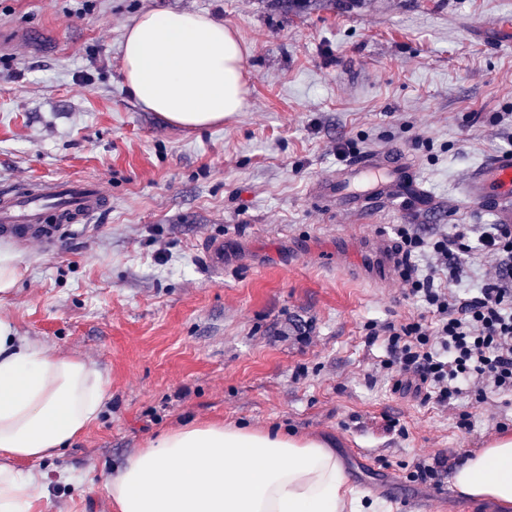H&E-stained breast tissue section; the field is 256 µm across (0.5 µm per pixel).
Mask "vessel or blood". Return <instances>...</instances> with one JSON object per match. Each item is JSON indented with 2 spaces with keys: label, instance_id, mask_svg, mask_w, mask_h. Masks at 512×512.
I'll return each mask as SVG.
<instances>
[{
  "label": "vessel or blood",
  "instance_id": "obj_1",
  "mask_svg": "<svg viewBox=\"0 0 512 512\" xmlns=\"http://www.w3.org/2000/svg\"><path fill=\"white\" fill-rule=\"evenodd\" d=\"M412 162L403 154L366 155L350 161L322 185L324 199L362 213L377 202H392L411 179ZM467 199L512 217V151L496 154L473 170L465 185ZM112 195L98 183L44 180L19 192L0 187V235L23 242L39 235L55 241L66 224H87L110 206Z\"/></svg>",
  "mask_w": 512,
  "mask_h": 512
}]
</instances>
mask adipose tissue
Returning a JSON list of instances; mask_svg holds the SVG:
<instances>
[{
    "mask_svg": "<svg viewBox=\"0 0 512 512\" xmlns=\"http://www.w3.org/2000/svg\"><path fill=\"white\" fill-rule=\"evenodd\" d=\"M244 57L209 15L147 11L126 31L122 72L144 109L204 128L241 111ZM107 396L86 362L22 340L0 320V512H34L45 490L22 463L68 446ZM450 480L512 512V433L467 456ZM105 487L115 512H367L328 442L219 422L147 440Z\"/></svg>",
    "mask_w": 512,
    "mask_h": 512,
    "instance_id": "adipose-tissue-1",
    "label": "adipose tissue"
}]
</instances>
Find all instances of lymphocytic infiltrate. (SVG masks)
<instances>
[{"label": "lymphocytic infiltrate", "mask_w": 512, "mask_h": 512, "mask_svg": "<svg viewBox=\"0 0 512 512\" xmlns=\"http://www.w3.org/2000/svg\"><path fill=\"white\" fill-rule=\"evenodd\" d=\"M407 298L424 302L426 315L401 323H370L368 341L384 339L389 357L382 364L397 391L452 405L466 387L478 395H512V225H461L453 235L428 239L412 225L397 229ZM431 253L435 267L423 270L418 256ZM496 261L493 280L458 292L471 256ZM447 285L436 282L439 271Z\"/></svg>", "instance_id": "1"}]
</instances>
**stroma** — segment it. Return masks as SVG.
Returning a JSON list of instances; mask_svg holds the SVG:
<instances>
[{
  "label": "stroma",
  "mask_w": 512,
  "mask_h": 512,
  "mask_svg": "<svg viewBox=\"0 0 512 512\" xmlns=\"http://www.w3.org/2000/svg\"><path fill=\"white\" fill-rule=\"evenodd\" d=\"M149 10L207 13L237 35L242 112L195 131L128 94L122 42ZM342 144L411 157L409 201L354 213L319 199ZM508 150L512 0H0V186L112 192L93 229L60 243L0 237L23 272L0 319L94 366L109 393L68 448L30 465L42 512H113L105 478L191 421L323 439L365 500L419 512L438 486L410 482L413 463L482 448L512 404L393 391L366 325L426 309L397 272L367 281L360 228L390 244L400 224L503 223L463 187Z\"/></svg>",
  "instance_id": "stroma-1"
}]
</instances>
